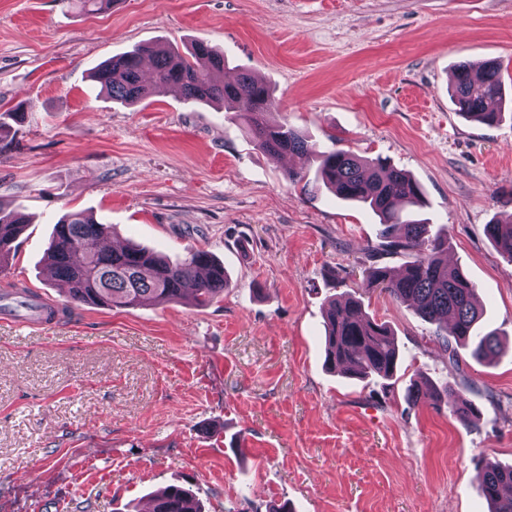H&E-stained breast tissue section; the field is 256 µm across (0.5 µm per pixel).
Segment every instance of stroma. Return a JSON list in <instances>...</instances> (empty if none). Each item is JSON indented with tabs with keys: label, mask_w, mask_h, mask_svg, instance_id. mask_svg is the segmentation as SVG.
I'll return each mask as SVG.
<instances>
[{
	"label": "stroma",
	"mask_w": 512,
	"mask_h": 512,
	"mask_svg": "<svg viewBox=\"0 0 512 512\" xmlns=\"http://www.w3.org/2000/svg\"><path fill=\"white\" fill-rule=\"evenodd\" d=\"M204 41L225 77L265 80L273 118L323 150L386 158L420 185L419 218L446 231L448 263L477 288L492 362L450 358L432 325L369 285L379 219L308 194L239 117L171 89L126 106L100 95L97 64L142 45ZM497 62L512 96V0H0V204L31 218L0 295L65 304L47 273L56 221L83 211L107 245L183 258L201 248L230 278L209 306L81 305L67 322L0 321V512H147L192 486L205 512H488L479 475L512 465V263L485 226L512 212V111L482 125L448 88L462 62ZM350 295L387 324L392 378L325 364L323 306ZM478 409L461 422L422 380Z\"/></svg>",
	"instance_id": "stroma-1"
}]
</instances>
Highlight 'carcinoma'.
I'll return each instance as SVG.
<instances>
[{
  "mask_svg": "<svg viewBox=\"0 0 512 512\" xmlns=\"http://www.w3.org/2000/svg\"><path fill=\"white\" fill-rule=\"evenodd\" d=\"M153 58L152 83L142 76L143 55ZM92 78L114 102L133 105L146 99L156 87L176 86L190 104L217 105L241 116L256 145L272 159L284 153L310 155L318 160L314 181L300 172L288 180L301 190L324 188L339 199L371 210L380 219L381 246L390 254L409 256L402 271L393 275L385 266L368 268L370 283L394 299L414 307L420 318L436 326L435 337L446 347L469 349L478 361L492 360L500 350L496 334L480 336L475 325L482 311L474 302L476 285L459 268L448 267L443 253L448 237L431 235L429 225L404 217L399 205L422 203V190L407 172L386 160L362 158L350 151H319L315 144L286 122L270 119L277 110L269 87L248 72L224 81V53L205 42H196L183 53L174 45L138 48L97 66ZM450 97L465 118L493 125L502 112L489 104L505 101L500 66L486 61L478 66H457ZM28 216L16 208L0 205V272L8 266L13 243ZM485 233L499 253L512 262V214L485 225ZM105 227L84 212L62 216L49 240L46 261L53 279L69 285L68 301L96 302L109 308L146 304L163 305L187 301L206 307L228 287L224 265L208 252L191 248L184 258L173 261L136 246L105 248ZM326 361L347 376L376 375L388 379L399 364L393 333L369 317L353 299H332L324 306ZM440 403L448 396L453 414L466 421L475 407L460 398L425 386ZM512 487V467L487 466L481 475V491L489 512H512V496L502 489ZM153 512H202L199 500L185 487L172 485L153 499Z\"/></svg>",
  "mask_w": 512,
  "mask_h": 512,
  "instance_id": "cac0c4a2",
  "label": "carcinoma"
}]
</instances>
